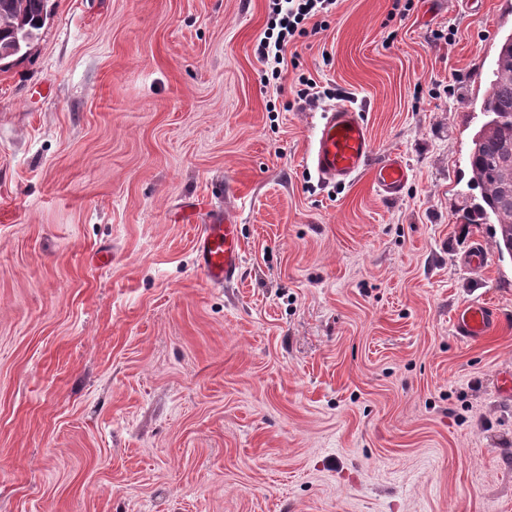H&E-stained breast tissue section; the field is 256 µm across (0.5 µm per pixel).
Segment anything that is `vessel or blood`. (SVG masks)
I'll return each mask as SVG.
<instances>
[{
    "mask_svg": "<svg viewBox=\"0 0 512 512\" xmlns=\"http://www.w3.org/2000/svg\"><path fill=\"white\" fill-rule=\"evenodd\" d=\"M372 155L373 144L362 113L346 104L324 113L306 163L319 181L346 183L367 171L385 197L400 195L409 179L408 165L398 155L377 163L372 162ZM195 253L197 269L210 285H229L241 278L243 255L237 223L222 209H214L209 223L201 226ZM494 326V314L483 303L463 305L454 314L455 332L465 338L484 336Z\"/></svg>",
    "mask_w": 512,
    "mask_h": 512,
    "instance_id": "b4317fda",
    "label": "vessel or blood"
}]
</instances>
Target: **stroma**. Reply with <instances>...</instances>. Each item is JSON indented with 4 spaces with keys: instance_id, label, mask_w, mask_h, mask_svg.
<instances>
[{
    "instance_id": "35a3bbf8",
    "label": "stroma",
    "mask_w": 512,
    "mask_h": 512,
    "mask_svg": "<svg viewBox=\"0 0 512 512\" xmlns=\"http://www.w3.org/2000/svg\"><path fill=\"white\" fill-rule=\"evenodd\" d=\"M392 4L336 0L274 80L268 0H52L0 72V512H512V260L463 219L512 0ZM345 98L398 197L308 170ZM195 253L197 270L210 285L222 287L241 278L243 255L238 227L225 209H214L210 224L201 226ZM454 328L458 336L479 338L495 327V317L491 309L483 303L464 304L454 314Z\"/></svg>"
}]
</instances>
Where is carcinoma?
<instances>
[{
  "label": "carcinoma",
  "instance_id": "1",
  "mask_svg": "<svg viewBox=\"0 0 512 512\" xmlns=\"http://www.w3.org/2000/svg\"><path fill=\"white\" fill-rule=\"evenodd\" d=\"M50 0H0V72L27 54L52 14ZM485 121L474 134L469 155L470 183L480 191L477 215L495 224L499 255L512 258V35L499 44L480 107Z\"/></svg>",
  "mask_w": 512,
  "mask_h": 512
}]
</instances>
